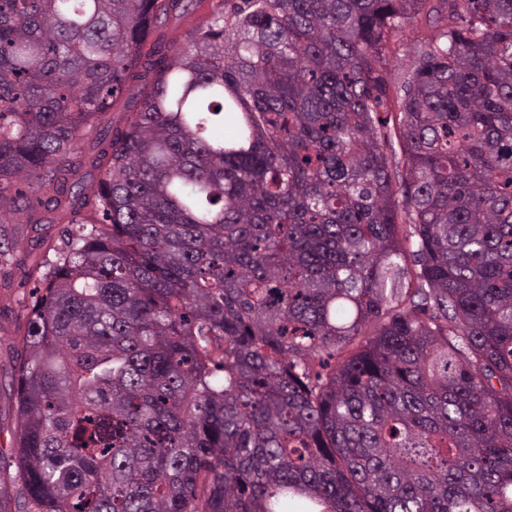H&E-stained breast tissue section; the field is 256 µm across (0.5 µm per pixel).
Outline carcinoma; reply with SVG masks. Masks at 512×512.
Listing matches in <instances>:
<instances>
[{"label":"carcinoma","instance_id":"1","mask_svg":"<svg viewBox=\"0 0 512 512\" xmlns=\"http://www.w3.org/2000/svg\"><path fill=\"white\" fill-rule=\"evenodd\" d=\"M189 2L0 0V224L78 225L29 304L19 512H512V0L157 32ZM418 15L400 164L373 114Z\"/></svg>","mask_w":512,"mask_h":512}]
</instances>
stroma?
<instances>
[{"label": "stroma", "instance_id": "stroma-1", "mask_svg": "<svg viewBox=\"0 0 512 512\" xmlns=\"http://www.w3.org/2000/svg\"><path fill=\"white\" fill-rule=\"evenodd\" d=\"M432 32L428 21L416 19L393 38L394 51L383 62L388 110L381 118L386 125L395 122L401 82L417 64L421 41ZM71 231L68 224L31 223L26 211L0 226V458L12 455L17 432L16 377L25 357L22 335L32 292L24 284L25 273L55 261V245Z\"/></svg>", "mask_w": 512, "mask_h": 512}]
</instances>
